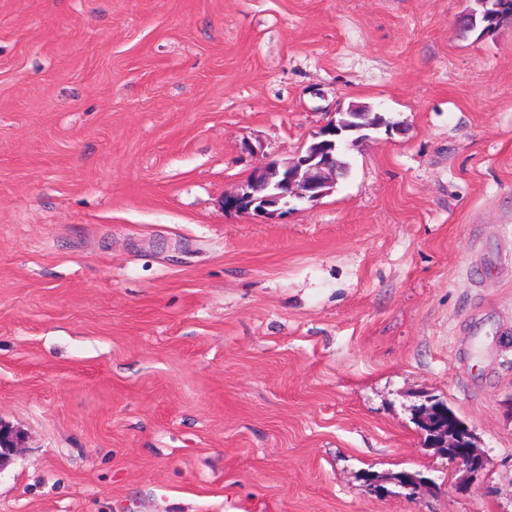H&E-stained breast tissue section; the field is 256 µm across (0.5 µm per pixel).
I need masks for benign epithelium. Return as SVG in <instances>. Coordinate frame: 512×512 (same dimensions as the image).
Wrapping results in <instances>:
<instances>
[{
  "mask_svg": "<svg viewBox=\"0 0 512 512\" xmlns=\"http://www.w3.org/2000/svg\"><path fill=\"white\" fill-rule=\"evenodd\" d=\"M341 134L342 130L332 120L313 136L315 142L306 154L299 153L284 161L272 160L259 169L256 177L266 181L269 193L259 200V206L253 210V214L265 219L284 217L300 200L316 205L330 195L336 184L330 177V172L335 169L332 152L339 144L354 147L359 142L357 138L336 141ZM252 198L253 195L244 185L237 193L224 197V209L236 212ZM18 442L17 434L0 424V468L11 452L18 448ZM451 463L464 472L465 477L477 480L484 475L489 460L476 449L461 448Z\"/></svg>",
  "mask_w": 512,
  "mask_h": 512,
  "instance_id": "obj_1",
  "label": "benign epithelium"
}]
</instances>
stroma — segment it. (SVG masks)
Instances as JSON below:
<instances>
[{"instance_id": "1", "label": "stroma", "mask_w": 512, "mask_h": 512, "mask_svg": "<svg viewBox=\"0 0 512 512\" xmlns=\"http://www.w3.org/2000/svg\"><path fill=\"white\" fill-rule=\"evenodd\" d=\"M474 5L0 0V512H512V24ZM352 103L398 127L333 193L225 210ZM491 0H477L480 9H475L466 14H463L460 18V23L462 26L468 30H475L478 27H481L482 34H492L495 32L504 22L512 19V0H494L498 1L501 4L503 2H507L505 4V10L503 15L497 11H492L493 6L490 2ZM492 14H499V20L495 23H492ZM430 407L436 410L440 416L429 414V412L426 413L427 417L430 418V422L433 424L428 429H430L431 432H437L440 436L448 435V438H458V445L456 447L460 449L457 451L456 456L450 460L451 463L459 471L464 472L466 478H470L471 480L481 478L487 469L489 460L487 456L479 452L477 448L475 450H473V448H466L472 446L465 430L468 427L457 417L448 405L437 401L417 408L415 412V422L418 428L420 430L423 428L427 429V427L420 422L419 417Z\"/></svg>"}]
</instances>
